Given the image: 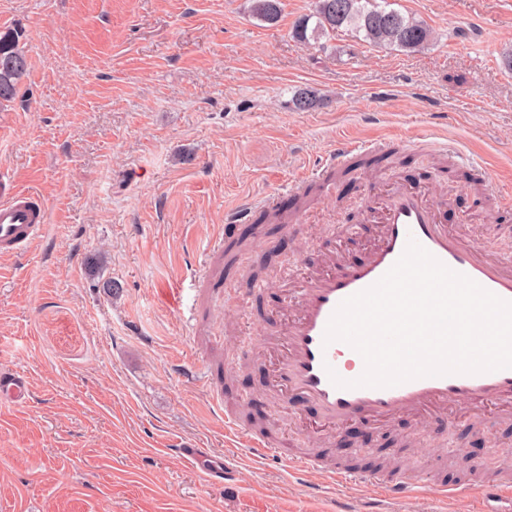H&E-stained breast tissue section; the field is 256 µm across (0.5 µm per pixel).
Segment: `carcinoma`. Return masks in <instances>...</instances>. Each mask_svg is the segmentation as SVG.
Segmentation results:
<instances>
[{
	"instance_id": "1",
	"label": "carcinoma",
	"mask_w": 512,
	"mask_h": 512,
	"mask_svg": "<svg viewBox=\"0 0 512 512\" xmlns=\"http://www.w3.org/2000/svg\"><path fill=\"white\" fill-rule=\"evenodd\" d=\"M282 14V0H250V16L275 24ZM379 48L414 51L431 39L430 28L422 21L389 7L388 0H315L314 9L300 18L292 30L300 42L331 37L339 31ZM19 30L0 32V106L16 100L28 71L27 55ZM299 111H310L321 104L309 88L295 91L292 99Z\"/></svg>"
}]
</instances>
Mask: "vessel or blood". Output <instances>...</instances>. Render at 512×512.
<instances>
[{"label": "vessel or blood", "instance_id": "obj_1", "mask_svg": "<svg viewBox=\"0 0 512 512\" xmlns=\"http://www.w3.org/2000/svg\"><path fill=\"white\" fill-rule=\"evenodd\" d=\"M387 142L363 144L340 139L326 160L308 173L309 181H326L337 169L357 157L384 153ZM282 198L273 192L260 203H244L226 213L225 225L251 222L256 206L274 207ZM364 223L374 225L376 240L361 261L336 259L310 249L299 257L300 265L312 267V274L286 298L289 317L269 313L275 324L272 336L283 348L273 371L272 385L292 413L313 411L320 425L343 428L354 421L384 424L399 417L429 416L446 419L455 408H490L499 415L512 412V368L479 374L427 376L402 384L371 388L356 386L364 372L361 355L342 341L325 342L327 324L346 298L361 292L381 279L404 252L409 240H416L451 270L463 274L499 298L512 302V258L490 254L481 245L462 238L440 219V207L428 199L423 186L396 182L381 195L372 193L361 214ZM46 208L34 194L17 189L0 176V254L21 257L46 230ZM346 380L336 387L330 373ZM28 394L25 377L16 369L0 368V399L24 401ZM224 434L235 446L248 449L253 457L278 459L308 475L326 478L329 483L360 481L376 488L380 497L412 498L423 486L418 478H388L380 471L329 469L322 458L298 454L287 440H269L253 434L233 416L224 418ZM469 490L492 512L491 502L512 501V479L475 483L469 487L440 483L436 490L442 500Z\"/></svg>", "mask_w": 512, "mask_h": 512}]
</instances>
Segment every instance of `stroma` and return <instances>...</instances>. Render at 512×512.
<instances>
[{
	"instance_id": "1",
	"label": "stroma",
	"mask_w": 512,
	"mask_h": 512,
	"mask_svg": "<svg viewBox=\"0 0 512 512\" xmlns=\"http://www.w3.org/2000/svg\"><path fill=\"white\" fill-rule=\"evenodd\" d=\"M314 0H282L270 25L249 0H0V31L26 33L29 69L0 109V171L36 192L48 222L21 259L0 255V367H19L25 403L0 400V512H356L364 483L311 486L285 462L226 450L224 423L181 366L221 362L235 379L224 405L263 393L270 368L250 336L281 301L285 266L312 244L360 259L372 229L360 202L386 177H338L315 197L325 223L291 239L268 224L238 254L217 295L194 274L224 234L225 212L298 181L349 137L383 133L395 175L451 187L443 220L468 240L512 252V210L461 188L467 168L436 151L451 143L490 174L512 175V0H389L432 31L413 52L339 33L291 36ZM322 106L293 108L297 88ZM267 280L263 293L253 283ZM349 436L370 457L396 456L424 480L498 477L512 456V419L485 424L394 421ZM195 440L229 455L235 486L176 453ZM390 512H477L470 493L445 503L434 488Z\"/></svg>"
}]
</instances>
